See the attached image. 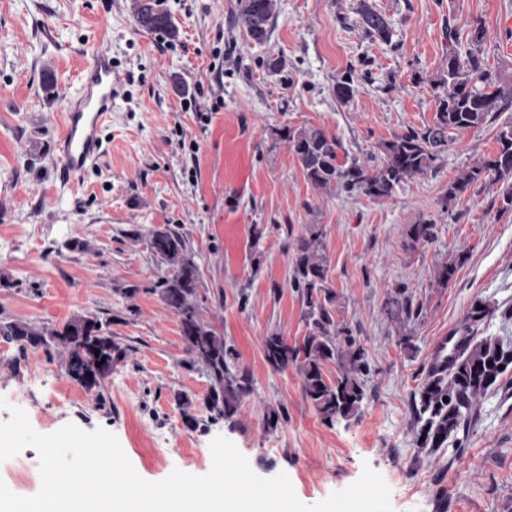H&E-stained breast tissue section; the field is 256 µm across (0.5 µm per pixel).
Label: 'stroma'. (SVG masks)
I'll return each instance as SVG.
<instances>
[{
    "instance_id": "stroma-1",
    "label": "stroma",
    "mask_w": 512,
    "mask_h": 512,
    "mask_svg": "<svg viewBox=\"0 0 512 512\" xmlns=\"http://www.w3.org/2000/svg\"><path fill=\"white\" fill-rule=\"evenodd\" d=\"M372 2L392 23L391 44L358 26L360 0H276L261 45L246 37L240 0H162L173 39L137 26L135 0H0V320L52 328L95 314L126 353L96 395L71 382L59 358L0 339V397L23 408L36 432L105 428L152 482L176 468L207 474L221 435L260 477L286 472L307 504L368 466L389 486L394 512H512V382L479 398L463 451L419 446L412 417L437 338L463 326L474 300L512 304L505 184L489 178L445 199L462 169L496 151L512 108L457 134L434 169L380 199L316 188L277 136L286 126L321 128L339 141L340 163L375 167L382 142L433 123L432 79L446 65L449 28L464 45L482 21L481 55L512 81V0ZM97 50L111 52L124 92L112 103L104 161L64 183L54 143ZM270 59L282 69L269 70ZM348 71L357 92L344 104L334 87ZM422 220L434 238L411 247L408 227ZM161 224L177 226L194 251L201 317L253 378L236 426L209 421L207 379L153 290L167 268L147 236ZM256 224L264 233L254 251ZM313 225L324 231L336 322L372 363L359 416L332 426L304 397L299 373L273 371L261 348L270 331L291 344L306 333L290 276L296 242ZM448 262L457 271L443 288L434 274ZM402 283L421 312L400 323L386 303ZM180 393L198 426L187 425ZM273 409L287 418L269 431ZM39 468L28 447L0 463V481L31 496Z\"/></svg>"
}]
</instances>
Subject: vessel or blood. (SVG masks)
Segmentation results:
<instances>
[{
  "label": "vessel or blood",
  "instance_id": "vessel-or-blood-1",
  "mask_svg": "<svg viewBox=\"0 0 512 512\" xmlns=\"http://www.w3.org/2000/svg\"><path fill=\"white\" fill-rule=\"evenodd\" d=\"M79 89L68 97L64 123L56 142V158L60 178L71 180L94 167L103 155L102 132L112 115V99L122 84L112 57L95 51L81 70ZM460 334L439 337L433 349L432 368L447 364L458 345Z\"/></svg>",
  "mask_w": 512,
  "mask_h": 512
}]
</instances>
